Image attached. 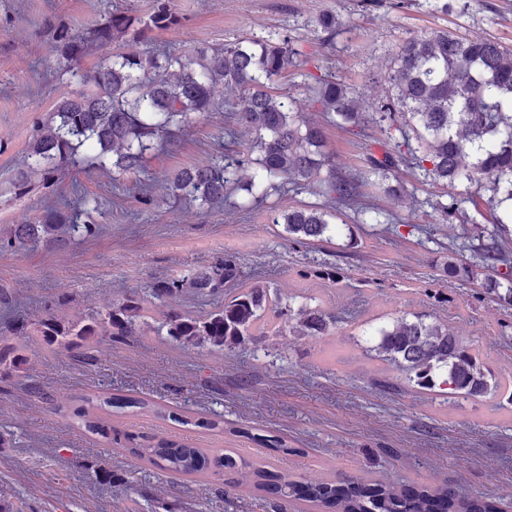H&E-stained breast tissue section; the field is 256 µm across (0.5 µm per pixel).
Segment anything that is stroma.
I'll list each match as a JSON object with an SVG mask.
<instances>
[{"mask_svg": "<svg viewBox=\"0 0 512 512\" xmlns=\"http://www.w3.org/2000/svg\"><path fill=\"white\" fill-rule=\"evenodd\" d=\"M147 12L152 0H0V227L37 218L47 206L77 205L81 196L102 206L94 220L98 236L65 247L43 241L19 252H0V291L10 294L11 312L0 309V327L11 318H30L46 309L66 316L104 307L130 292L142 293L158 278L178 277L236 253L243 278L274 273L284 295H310L336 314L351 312L331 341L307 336H272L257 346L231 352L186 350L169 338L147 333L112 345L108 357L89 366L27 340L31 375L54 396L123 393L145 397L176 412L219 416L225 436L161 421L137 409L115 418L122 430H166L189 443L238 449L251 459L310 480L379 477L394 482L449 484L463 492L498 498L512 494V405L491 398L448 406L426 394L389 392L377 384L379 363L366 351V336L401 312L436 316L474 344L498 375L512 374V307L486 299L478 284L444 277L439 259L450 245L477 240L468 213L442 223L425 203L440 187L417 183L411 169L394 176L407 187L389 196L378 186L362 189L365 202L412 224L403 235L382 224H358L353 210L341 220L350 231L331 242L304 245L272 224L276 204L314 205L310 189L283 201L267 198L243 212L241 193L205 211L187 199L168 196L164 178L176 169L205 165L224 142V91L213 94L216 109L194 116L171 141L152 152L144 168L109 176L87 164L69 168L53 182H17L34 124L65 93L93 87L59 77L50 58L49 30L63 24L78 31L102 22L113 4ZM186 19L175 32L156 35L159 45L194 55L196 49L288 37L304 60L279 86L301 112L324 123V150L336 170L361 169L377 150V128L353 137L325 124L308 97L304 71L321 68L355 90L366 106L395 93L388 79L400 45L432 30L486 38L512 49V0H469L465 10L445 13L429 0H173ZM325 13L340 21L335 36L317 25ZM152 186L155 204L146 219H134L142 183ZM356 239L348 247V239ZM326 262L340 267L339 284L304 280L301 270ZM66 303H59V295ZM334 344L335 360L323 357ZM248 437H241V430ZM0 492L16 512H288L262 503L236 487L230 476L190 483L144 466L125 449L107 447L74 428L48 403L30 397L24 379L0 380ZM277 436L289 453L256 444L254 435ZM121 474V485L99 484L97 470Z\"/></svg>", "mask_w": 512, "mask_h": 512, "instance_id": "stroma-1", "label": "stroma"}]
</instances>
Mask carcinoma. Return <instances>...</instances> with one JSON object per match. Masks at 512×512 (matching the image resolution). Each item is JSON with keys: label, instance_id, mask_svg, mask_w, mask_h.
Masks as SVG:
<instances>
[{"label": "carcinoma", "instance_id": "obj_1", "mask_svg": "<svg viewBox=\"0 0 512 512\" xmlns=\"http://www.w3.org/2000/svg\"><path fill=\"white\" fill-rule=\"evenodd\" d=\"M183 17L172 0H153L139 14L115 6L104 22L86 33L62 29L50 52L60 75L91 83L95 91L61 97L39 121L26 158L23 180L53 182L71 164L86 162L108 172L139 167L166 138L182 130L194 113L210 112L216 86L231 98L226 111L234 124L224 139L236 140V129L253 135L250 152L227 149L209 164L183 168L165 179L168 195L188 198L202 209L224 202L231 189L245 192L240 207L248 209L271 193L285 195L307 184L319 186L320 206L290 207L274 214L288 238L303 244L329 242L341 227L331 222L342 208H351L359 224L380 223L377 208L361 202L360 188L371 177L405 164L431 185L476 186L489 192L458 193L438 200L435 210L450 221L467 204L475 224H489L478 243L448 249L442 270L448 277L481 279L485 297L512 306V50L490 39L464 38L446 31L412 37L400 47L392 81L395 96L358 111L352 88L328 76L315 78L314 103L325 121L354 135L368 124L383 128L382 157L348 175L323 152L324 131L295 111L293 97L274 91L275 81L294 67L295 51L286 37L243 40L200 51L191 60L180 51L150 48L142 54L114 52L91 72L75 69L89 46H110L124 37L147 41L154 32L176 31ZM98 209L94 198H82L68 212L55 207L34 222L11 224L0 231V251L17 252L45 240L65 247L95 235L99 226L83 218ZM472 248L477 261L456 258L457 249ZM492 269L495 274L482 275ZM190 293L199 300L220 297L202 314L169 306L164 320L147 321L148 303L172 302ZM339 317L310 302L294 305L271 279L241 280L237 257L227 253L215 262L178 278H160L148 291L131 293L104 309L63 317L48 310L17 320L15 336H35L49 351L95 365L115 341L144 335L145 330L183 348L208 347L232 352L288 329L296 336L326 339L336 335ZM370 356L393 372L386 388L407 384L420 391H438L444 401L497 397L512 404V377H501L482 361L479 351L464 343L448 322L432 315L407 313L374 327ZM31 362L23 346L0 344V378H30ZM28 392L71 419L74 427L107 445L128 449L139 462L165 473L198 481L225 473L238 475L236 485L254 496L326 512H502L500 502L484 496H462L455 489L416 482L387 483L363 477L306 480L249 461L233 448H195L167 432L150 435L122 431L112 416L127 408L152 411L157 418L224 433V419L196 418L162 409L153 402L117 394L83 395L79 404L55 397L38 383ZM242 436L276 452L289 453L285 441L271 436Z\"/></svg>", "mask_w": 512, "mask_h": 512}]
</instances>
